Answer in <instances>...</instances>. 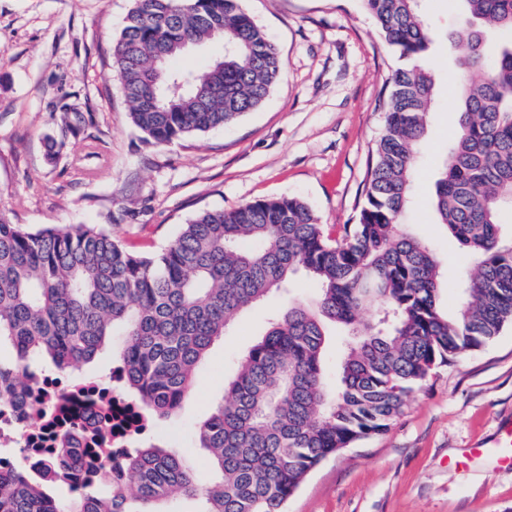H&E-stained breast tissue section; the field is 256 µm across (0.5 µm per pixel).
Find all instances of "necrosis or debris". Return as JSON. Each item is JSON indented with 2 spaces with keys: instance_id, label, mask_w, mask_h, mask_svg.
I'll return each mask as SVG.
<instances>
[{
  "instance_id": "necrosis-or-debris-1",
  "label": "necrosis or debris",
  "mask_w": 512,
  "mask_h": 512,
  "mask_svg": "<svg viewBox=\"0 0 512 512\" xmlns=\"http://www.w3.org/2000/svg\"><path fill=\"white\" fill-rule=\"evenodd\" d=\"M123 377L119 369L107 377L39 376L22 402L0 407V446L20 449L30 463H38L47 448L53 447L60 422L67 421L82 429L83 444H95L105 454L121 458L123 451L131 447L133 435L151 428L140 408L117 392ZM47 402L54 405L52 420H30V405Z\"/></svg>"
}]
</instances>
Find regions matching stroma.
Instances as JSON below:
<instances>
[{
    "label": "stroma",
    "mask_w": 512,
    "mask_h": 512,
    "mask_svg": "<svg viewBox=\"0 0 512 512\" xmlns=\"http://www.w3.org/2000/svg\"><path fill=\"white\" fill-rule=\"evenodd\" d=\"M134 0H0V208L26 229L104 224L127 249L152 253L200 209L229 210L278 196L307 202L327 229L354 223L367 164L383 127L378 98L394 67L359 0H242L278 45L283 73L264 104L239 123L170 144L147 141L128 116L111 49ZM436 39L429 66L437 98L405 221L429 243L454 311L472 258L437 224L439 164L455 132L451 40L459 0H424ZM93 121L74 136L62 107ZM281 296L245 312L199 364L177 412L157 420L200 481L212 476L193 431L224 393L238 358L259 338ZM512 326L463 359L438 368L384 434L316 466L286 512H512ZM488 447V458L463 460Z\"/></svg>",
    "instance_id": "obj_1"
}]
</instances>
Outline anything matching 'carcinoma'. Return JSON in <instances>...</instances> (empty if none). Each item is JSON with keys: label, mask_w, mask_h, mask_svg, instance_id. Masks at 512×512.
Returning a JSON list of instances; mask_svg holds the SVG:
<instances>
[{"label": "carcinoma", "mask_w": 512, "mask_h": 512, "mask_svg": "<svg viewBox=\"0 0 512 512\" xmlns=\"http://www.w3.org/2000/svg\"><path fill=\"white\" fill-rule=\"evenodd\" d=\"M400 65L379 107L381 136L354 224L325 231L303 200L279 196L231 210L203 209L160 253L124 249L99 225L23 231L0 210V403L20 398L38 371L71 376L115 336L112 364L154 422L191 391L198 364L236 319L302 272L315 299L293 298L240 357L224 394L194 432L213 478L202 483L180 451L144 435L112 483L78 486L79 434L60 435L58 458L40 467L0 461V512H285L327 457L387 432L432 371L512 325V240L501 213L512 204V0H459L453 42L464 48L452 78L458 130L435 183L438 222L475 260L458 307L439 302L441 264L403 222L437 85L425 64L433 34L421 0H361ZM224 29V56L203 71L168 62ZM474 69L477 81L467 79ZM112 72L134 127L171 143L235 123L277 84L276 45L241 0H135L112 43ZM78 133L92 114L62 111ZM375 309L361 320L363 309ZM345 334L329 382L330 328ZM64 486L58 501L48 490Z\"/></svg>", "instance_id": "carcinoma-1"}]
</instances>
